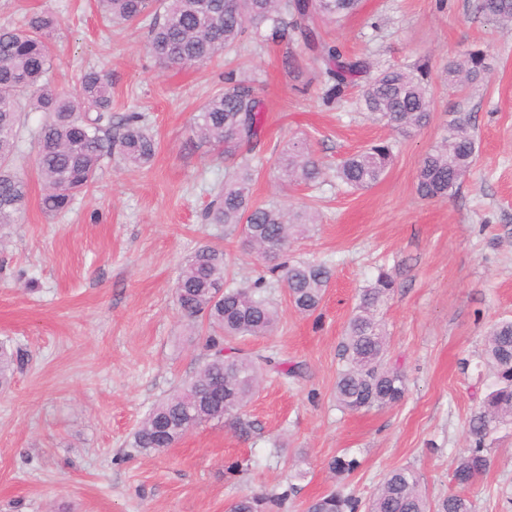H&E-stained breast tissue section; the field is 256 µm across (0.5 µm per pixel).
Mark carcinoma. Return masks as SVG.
<instances>
[{
    "label": "carcinoma",
    "instance_id": "1",
    "mask_svg": "<svg viewBox=\"0 0 512 512\" xmlns=\"http://www.w3.org/2000/svg\"><path fill=\"white\" fill-rule=\"evenodd\" d=\"M358 4L359 0H97L107 24H144L149 53L167 68L208 63L219 53L232 51L248 32L258 40L287 35L316 47L331 82L328 95L338 102L369 65L343 56L321 38L320 30L354 13ZM475 8L501 32H512V0H476ZM56 25L53 14L42 12L29 16L20 28L0 27V227L18 223L28 200V184L20 173L26 156L18 146L24 112L42 114L34 132V162L43 185L40 208L47 215L68 210L77 193L96 183L112 153L141 168L157 151L154 136L137 112L124 116L115 128L102 124L103 114L112 111V77L105 71H85L74 95L57 89L49 42ZM447 71L448 80L460 88L481 83L490 71L487 54L469 49L448 62ZM361 98L367 112L395 132L407 134L428 124L431 117L428 70L423 65L386 69L364 86ZM261 127L262 102L255 80L225 74L224 86L208 98L191 125L193 140L222 148L226 164L224 186L204 218L209 224L241 230L258 256L279 260L269 272L298 311L312 313L329 288L332 270L325 263L295 262L284 256L290 240L304 234L318 217L306 209L253 202L258 170L251 164V152ZM475 153L471 113H453L448 134L420 162L417 194L427 200L452 195ZM393 160L391 142L374 143L346 158L336 169V178L352 189H366L381 180ZM278 168L283 181L297 185L318 184L324 175L303 142L288 145L278 158ZM225 269L224 250L210 245L185 259L175 284L176 300L188 323L207 325L205 345L212 354L190 381L150 409L131 447L162 452L198 426L224 419L245 433L250 424L242 418V410L262 373L300 374L299 367L273 354L256 360L232 346L246 337L272 334L278 315L264 278L232 286L225 280ZM395 288L394 278L381 270L358 293L340 345L343 367L336 379L335 399L343 410L369 412L394 405L405 395V375L385 363L386 332L379 318ZM482 358L493 381L469 419L468 450L455 461L452 481L463 488L489 470L488 442L499 429L512 425V320L491 324ZM18 367V354L1 345L0 388L11 384ZM287 497L286 491L278 496L245 494L229 506V512H271L273 503ZM306 512H474V508L459 492L430 506L421 474L406 467L391 471L366 504L352 493L332 490L309 502Z\"/></svg>",
    "mask_w": 512,
    "mask_h": 512
}]
</instances>
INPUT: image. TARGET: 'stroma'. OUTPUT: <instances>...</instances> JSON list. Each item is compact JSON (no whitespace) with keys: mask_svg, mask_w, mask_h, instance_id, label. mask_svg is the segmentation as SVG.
<instances>
[{"mask_svg":"<svg viewBox=\"0 0 512 512\" xmlns=\"http://www.w3.org/2000/svg\"><path fill=\"white\" fill-rule=\"evenodd\" d=\"M40 10L60 20L56 85L71 90L83 69L108 70L113 118L145 115L158 149L140 169L112 156L57 216L41 212L42 183L26 168L27 206L0 228V343L23 358L0 389V512H226L250 492L287 493L273 512H304L332 488L368 500L405 466L421 473L431 500L455 491L453 461L490 382L484 335L491 322L512 319V34L476 13L474 0H362L328 28L327 41L368 59L372 71L428 64L432 119L402 136L363 109L361 83L342 103L328 101L321 63L295 43L248 37L205 65L169 70L147 52L138 25L105 28L94 0H0V27ZM475 45L492 64L488 79L464 92L449 86L445 65ZM230 71L255 79L264 103L255 202L317 209L319 223L288 257L327 263L333 276L309 316L282 286L270 288L275 333L241 342L303 367L298 379L265 377L246 407L249 433L212 422L146 455L131 446L143 418L207 357L175 299L183 259L211 245L236 282L268 273L240 234L203 221L224 160L191 144L190 127ZM458 110L473 116L474 166L448 198L421 199L419 161ZM298 139L323 163L317 186L277 180L276 159ZM380 139L396 144L384 178L364 190L342 184L340 162ZM382 269L397 284L383 319L407 391L396 406L344 412L334 397L339 342L359 291ZM342 454L359 465L332 474L328 464ZM490 457L464 493L475 512H512L499 495L512 489L511 427L496 433Z\"/></svg>","mask_w":512,"mask_h":512,"instance_id":"35a3bbf8","label":"stroma"}]
</instances>
